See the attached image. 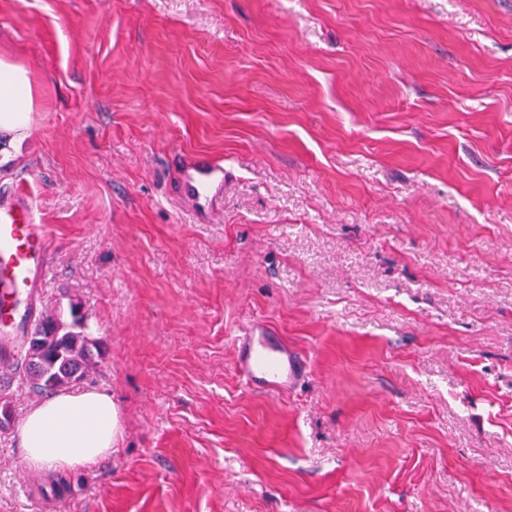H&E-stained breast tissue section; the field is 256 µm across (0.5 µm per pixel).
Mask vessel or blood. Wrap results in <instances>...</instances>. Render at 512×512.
<instances>
[{
    "instance_id": "vessel-or-blood-1",
    "label": "vessel or blood",
    "mask_w": 512,
    "mask_h": 512,
    "mask_svg": "<svg viewBox=\"0 0 512 512\" xmlns=\"http://www.w3.org/2000/svg\"><path fill=\"white\" fill-rule=\"evenodd\" d=\"M177 199L199 221L224 207V161L199 154L177 158ZM51 268L45 227L31 194L21 184L0 186V389L13 378L25 336L40 316L42 285ZM238 372L253 389L280 393L307 373L305 360L270 326L255 322L239 336Z\"/></svg>"
}]
</instances>
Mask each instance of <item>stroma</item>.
<instances>
[{"label":"stroma","mask_w":512,"mask_h":512,"mask_svg":"<svg viewBox=\"0 0 512 512\" xmlns=\"http://www.w3.org/2000/svg\"><path fill=\"white\" fill-rule=\"evenodd\" d=\"M32 132L0 162L80 300L117 450L0 512H512V0H0ZM223 158L195 220L177 153ZM262 321L305 357L250 390ZM235 363L245 382L264 393L288 391L307 373L306 361L260 322L250 324L239 336Z\"/></svg>","instance_id":"35a3bbf8"}]
</instances>
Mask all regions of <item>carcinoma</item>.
Returning <instances> with one entry per match:
<instances>
[{
	"label": "carcinoma",
	"instance_id": "1",
	"mask_svg": "<svg viewBox=\"0 0 512 512\" xmlns=\"http://www.w3.org/2000/svg\"><path fill=\"white\" fill-rule=\"evenodd\" d=\"M69 316L65 321L61 310L48 311L27 337L21 370L40 394H52L83 380L101 357L96 342L86 334L81 302H69Z\"/></svg>",
	"mask_w": 512,
	"mask_h": 512
}]
</instances>
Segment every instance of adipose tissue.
I'll list each match as a JSON object with an SVG mask.
<instances>
[{
    "label": "adipose tissue",
    "instance_id": "ef3b65f1",
    "mask_svg": "<svg viewBox=\"0 0 512 512\" xmlns=\"http://www.w3.org/2000/svg\"><path fill=\"white\" fill-rule=\"evenodd\" d=\"M33 110L27 70L0 57V155L10 156L28 138ZM119 431L111 396L96 389L55 393L23 421L24 463L33 470L83 467L110 455Z\"/></svg>",
    "mask_w": 512,
    "mask_h": 512
}]
</instances>
